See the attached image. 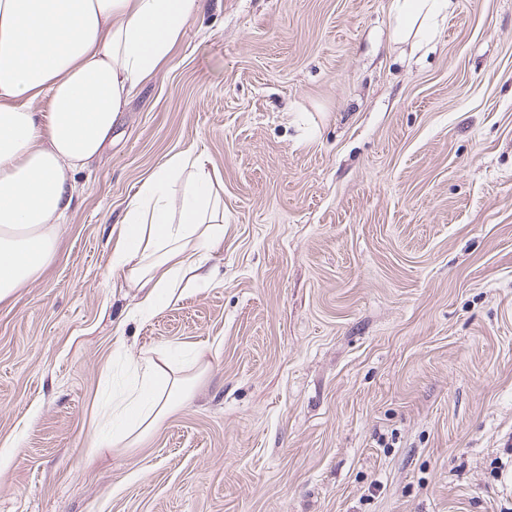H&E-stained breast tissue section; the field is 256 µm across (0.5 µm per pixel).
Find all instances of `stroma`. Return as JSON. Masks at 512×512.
<instances>
[{
  "mask_svg": "<svg viewBox=\"0 0 512 512\" xmlns=\"http://www.w3.org/2000/svg\"><path fill=\"white\" fill-rule=\"evenodd\" d=\"M392 0H206L121 112L50 266L0 302V512H501L512 445V0L428 45ZM219 275L153 316L112 228L188 147ZM148 346L204 349L135 448L88 449Z\"/></svg>",
  "mask_w": 512,
  "mask_h": 512,
  "instance_id": "obj_1",
  "label": "stroma"
}]
</instances>
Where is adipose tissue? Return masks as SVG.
Instances as JSON below:
<instances>
[{
	"mask_svg": "<svg viewBox=\"0 0 512 512\" xmlns=\"http://www.w3.org/2000/svg\"><path fill=\"white\" fill-rule=\"evenodd\" d=\"M393 3L396 40L423 44L453 0ZM203 9V0H0V301L52 263L79 172ZM43 100L49 112L35 110ZM218 179L204 153H175L141 181L113 227L112 269L142 311L216 279L203 253L224 240ZM136 367L137 387L102 412L116 429L96 447H132L190 399L193 383L166 351H141Z\"/></svg>",
	"mask_w": 512,
	"mask_h": 512,
	"instance_id": "ef3b65f1",
	"label": "adipose tissue"
}]
</instances>
